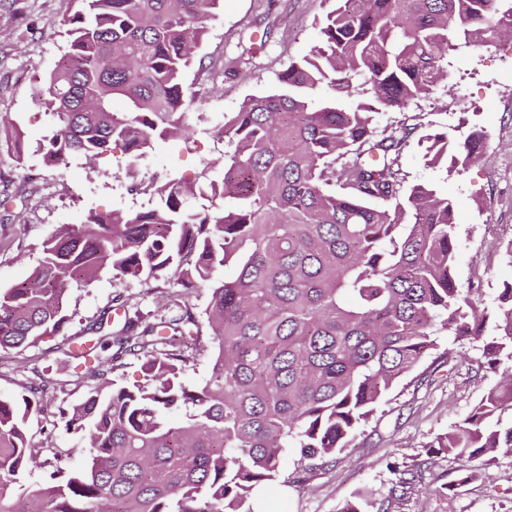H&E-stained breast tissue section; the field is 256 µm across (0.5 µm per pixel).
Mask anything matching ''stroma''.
Wrapping results in <instances>:
<instances>
[{"label": "stroma", "mask_w": 512, "mask_h": 512, "mask_svg": "<svg viewBox=\"0 0 512 512\" xmlns=\"http://www.w3.org/2000/svg\"><path fill=\"white\" fill-rule=\"evenodd\" d=\"M329 7L328 0H221L197 51L198 63L186 73L187 87L210 91L202 131L188 142L161 144L140 167L145 182L158 186L174 176L191 183L207 165L221 171L228 149L219 132L225 115L238 111L248 96L267 92L278 72L309 53ZM76 9L75 0H0V116L19 124L27 152L24 165L16 166L0 133V288L26 279L58 225L81 223L92 209H135L141 203L121 182L127 159L122 146L98 160L94 182L79 186L70 171L45 166L34 154L48 118L32 89L54 68L65 44L61 31L50 25ZM222 58L240 60L238 75L211 71ZM452 62L447 82L431 95L407 110L381 112L377 132L387 135L414 125L453 137L474 125L487 132L483 158L452 175L426 165L414 135L401 148L399 168L403 188L431 183L452 198L456 284L492 314L504 282L512 281V257L506 254L512 247V40L460 49ZM461 92L467 96L462 111L457 108ZM180 292L177 286H148L104 273L91 284L70 286V321L60 335L22 351H0V395L18 398L29 386L50 383L41 411L28 421L33 454L56 457L69 470L86 459L83 438L66 429L65 415L89 396L94 383L75 374V359L64 354L69 341L89 335L103 317L116 331L128 319L142 326L174 316ZM440 348L452 352L451 366L424 359L327 465L307 470L299 450L286 449L276 480L264 489L268 512H340L354 500L364 512H377L384 502L389 512H512V455L499 456L462 485L459 460L426 455L427 444L461 423L503 376L502 368L487 366L478 343L445 333ZM415 464L422 470L420 481L401 500L387 501L392 467ZM441 479L452 485L444 497L433 492Z\"/></svg>", "instance_id": "stroma-1"}]
</instances>
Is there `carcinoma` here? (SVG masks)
<instances>
[{"mask_svg":"<svg viewBox=\"0 0 512 512\" xmlns=\"http://www.w3.org/2000/svg\"><path fill=\"white\" fill-rule=\"evenodd\" d=\"M59 21L66 45L36 93L49 117L34 154L58 168L91 165L114 141L125 174L166 140L188 137L184 85L220 0H76ZM512 32V0H332L320 39L275 85L224 117L222 177L172 178L138 211L89 212L61 224L21 283L0 288V350L32 347L68 322L71 283L115 277L205 288L201 323L188 304L139 332L128 321L69 349L96 390L66 427L83 432L85 465L28 489L37 460L27 422L41 387L0 397V512H251L253 489L275 480L284 449L316 469L347 447L383 396L446 330L483 341L487 364L512 363V283L497 334L454 277L453 202L430 184L402 194V135L376 136L380 110H403L448 78V57ZM449 174L478 160L473 128L419 139ZM237 268L234 279L218 276ZM217 346L210 372L181 379L202 325ZM144 357V382L107 378L112 346ZM186 410L179 421L167 414ZM512 373L428 455L464 462L459 481L512 454ZM389 498L415 481L392 468Z\"/></svg>","mask_w":512,"mask_h":512,"instance_id":"1","label":"carcinoma"}]
</instances>
